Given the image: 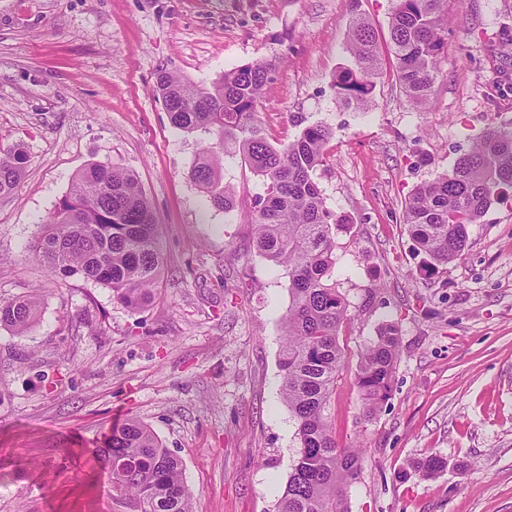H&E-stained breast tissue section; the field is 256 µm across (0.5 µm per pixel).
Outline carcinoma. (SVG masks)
<instances>
[{
	"mask_svg": "<svg viewBox=\"0 0 512 512\" xmlns=\"http://www.w3.org/2000/svg\"><path fill=\"white\" fill-rule=\"evenodd\" d=\"M390 47L405 98L431 102L444 49L448 0H396ZM354 65L335 79L342 101L365 109L381 68L382 47L361 17L349 27ZM274 64L256 61L224 72L207 87L167 71L155 92L171 124L205 130L215 142L199 158L191 177L212 206L229 214L238 201L223 184L219 155H240L262 179L264 195L249 211L259 254L288 274L291 306L280 354L282 394L297 425L299 446L290 464L277 512H350L348 489L360 480L361 449L340 447L332 434L328 403L343 366L339 329L347 303L336 288L332 226L345 219L329 209L312 173L332 137L325 126L305 127L294 141L272 145L259 125L258 108ZM27 155L0 149V195L17 186ZM512 188V131L490 129L442 176L417 186L403 217L421 268L432 275L462 257L468 227L504 190ZM33 255L50 271L103 285L127 309L139 312L161 296L164 248L160 225L137 177L108 164L90 163L72 181L59 208L42 224ZM36 294L0 301V326L25 335L37 324ZM400 345V329L383 325L365 348L356 375L364 409L373 413L389 399ZM117 495L136 512H193L180 460L152 431L130 419L93 452ZM446 460L430 455L419 463L435 477Z\"/></svg>",
	"mask_w": 512,
	"mask_h": 512,
	"instance_id": "cac0c4a2",
	"label": "carcinoma"
}]
</instances>
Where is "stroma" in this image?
I'll return each mask as SVG.
<instances>
[{"label": "stroma", "mask_w": 512, "mask_h": 512, "mask_svg": "<svg viewBox=\"0 0 512 512\" xmlns=\"http://www.w3.org/2000/svg\"><path fill=\"white\" fill-rule=\"evenodd\" d=\"M396 0H0V149L28 163L0 196V299L38 293L24 336L0 327V512H134L83 451L135 419L182 464L194 512H277L298 439L281 397L288 276L260 256L247 204L263 191L240 157L224 183L246 206L212 207L191 170L211 133L174 128L154 92L167 70L211 84L279 60L259 108L268 141L330 127L314 179L336 226V286L350 303L328 413L361 441L351 512H512V198L468 228L463 256L420 268L403 222L420 183L485 129H512V0H448L432 102L405 98L388 50ZM362 14L383 45L367 109L333 85ZM134 173L160 224L162 297L139 312L105 286L52 274L41 223L89 163ZM401 329L389 400L365 417L360 356ZM440 455L428 478L418 464Z\"/></svg>", "instance_id": "1"}]
</instances>
